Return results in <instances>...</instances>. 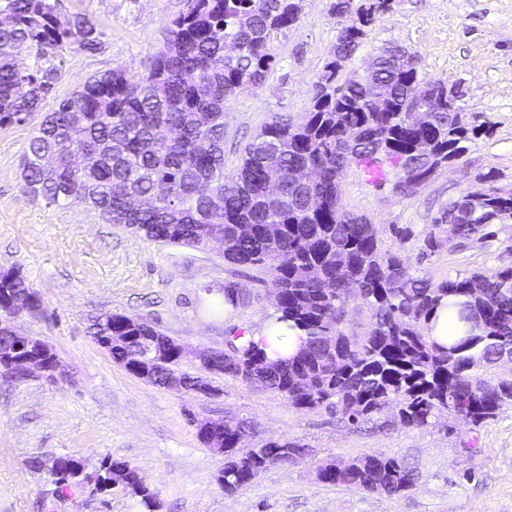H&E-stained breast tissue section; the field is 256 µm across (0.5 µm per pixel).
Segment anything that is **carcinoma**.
I'll use <instances>...</instances> for the list:
<instances>
[{
    "mask_svg": "<svg viewBox=\"0 0 512 512\" xmlns=\"http://www.w3.org/2000/svg\"><path fill=\"white\" fill-rule=\"evenodd\" d=\"M166 32L165 49L144 73L122 69L94 76L55 100L29 140L23 169L28 193L50 202L70 200L126 224L145 238L172 245H205L224 238V260L264 266L280 295L278 320L306 335L295 356L275 366L254 344L228 341L236 357L229 376L282 394L298 410L324 408L352 423L395 401L401 420L427 426L446 409L475 424L512 401V379L495 385L487 368L512 357V267L439 285L419 279L396 251H382L368 220L340 205L345 170L378 168L389 158L394 189L461 159L464 142L479 127L459 121L461 106L448 102V84L424 80L405 48L379 55L376 68L338 84L341 62L357 50L365 28L387 0H332L345 19L337 38L339 60H330L314 83L306 119L276 114L244 149L236 172L224 174V107L244 90L257 89L275 63L271 36L299 20L301 0H191ZM60 0H0V128L27 123L51 98L61 77L63 51L72 37L100 33L76 14L74 29L57 25ZM35 46L33 63L18 66L13 50ZM91 150L95 166L76 168L58 154L60 144ZM466 209L458 238L489 236L492 224L512 220V195L494 187L474 199L448 203L434 220L447 224ZM454 296L458 321L467 330L439 345L427 325L442 298ZM352 300L369 308L363 336L338 327ZM136 319L105 313L94 323L102 343L130 329ZM240 420L224 426V467L217 482L228 494L248 487L266 469L289 462L301 446L270 441L238 450ZM322 481L397 495L414 477L395 457L365 455L341 473L334 462L320 467ZM54 484L63 493L81 484L76 469L58 459ZM100 491L116 485L137 498L142 512H157V495L139 485L136 469L107 459Z\"/></svg>",
    "mask_w": 512,
    "mask_h": 512,
    "instance_id": "carcinoma-1",
    "label": "carcinoma"
}]
</instances>
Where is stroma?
I'll use <instances>...</instances> for the list:
<instances>
[{"mask_svg": "<svg viewBox=\"0 0 512 512\" xmlns=\"http://www.w3.org/2000/svg\"><path fill=\"white\" fill-rule=\"evenodd\" d=\"M331 0H301L297 23L274 33L275 65L264 85L232 99L224 110V171L235 172L253 135L284 113L302 121L314 84L336 48L343 18ZM185 0H61L59 17L86 14L101 31V47L64 52L56 95L114 69L143 73L162 49L166 28ZM415 55L425 80L460 86V104L485 130L459 161L439 168L405 196L394 177L372 183L353 167L340 183L349 211L375 224L383 249L400 251L416 277L438 284L512 266V222L492 225V238L447 246L440 209L488 187L512 194V0H392L366 29L340 80L362 73L386 47ZM31 124L0 129V271L18 270L41 306L12 319L24 335L49 344L64 376L15 381L0 373V512H139L134 498L89 486L56 498L52 466L79 458L94 475L108 458L129 462L157 495L159 512H512V404L472 424L437 413L430 425L401 423L395 407L357 425L326 410L300 411L280 393L214 374L215 394L174 392L150 384L113 361L94 339L105 313L148 323L185 345L182 372L197 369L194 350L223 351L231 331L261 327L274 313L271 273L225 261L219 246L165 245L95 210L28 194L23 157ZM493 182H486V174ZM406 229L397 238L394 228ZM441 247H425L428 236ZM240 302L224 308V291ZM235 416L252 430L242 450L280 439L304 448L302 458L270 467L246 489L225 493L216 476L224 458L198 438L196 423ZM367 454L398 458L414 485L398 495L332 485L317 477L329 461ZM42 467L30 469V458Z\"/></svg>", "mask_w": 512, "mask_h": 512, "instance_id": "obj_1", "label": "stroma"}]
</instances>
